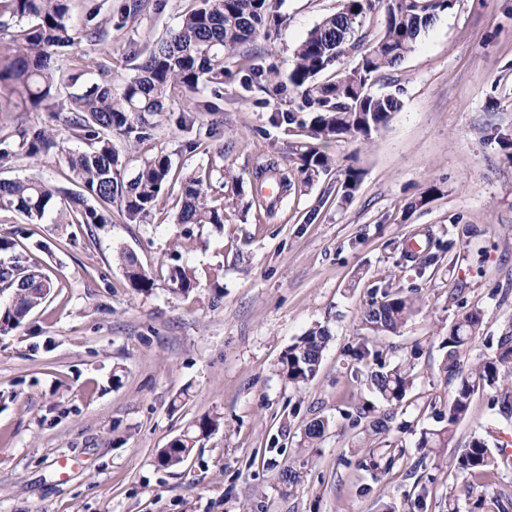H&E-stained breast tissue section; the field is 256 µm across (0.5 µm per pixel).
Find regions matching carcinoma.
I'll return each mask as SVG.
<instances>
[{
	"mask_svg": "<svg viewBox=\"0 0 512 512\" xmlns=\"http://www.w3.org/2000/svg\"><path fill=\"white\" fill-rule=\"evenodd\" d=\"M174 31L149 53L139 73L114 86L103 79L72 96L70 106L56 107L60 86L59 61L75 37L68 24L71 0H0V28L12 30L10 43L0 46V84L9 87L10 98L0 100V112H7L19 99L34 108H58L52 113L53 126L16 130L19 147L31 158L55 152L63 163L70 187L60 188L34 177L0 181V211L14 212L30 224L49 218L53 224L103 225L112 222V204H120L125 219L145 224L161 209L168 186L179 183V224H212L224 228V205L214 204L208 189L213 173L224 179V167L215 163L184 177L173 171L169 156L156 154L142 160L134 175L121 173L119 154L113 138L125 139L135 152L153 139L152 117L164 110L167 90L179 86L186 101L199 85L209 84L220 97L224 84L226 52L255 40L276 18L274 0H195ZM380 0H340L338 10L310 29L294 50L288 82L298 92L302 108L309 111V133L298 138L293 155L298 160L301 183L330 172L334 160L320 144L346 135L364 141L385 126L401 105V88L372 91L373 79L401 63L413 51L420 37L443 13L451 12L456 0H392L383 31L367 41L359 34L367 17ZM358 54L350 68L339 67L349 52ZM77 139L84 148L68 146ZM271 172L282 193L295 182L288 172L269 163L257 176ZM363 171L350 166L340 184L342 199H351ZM0 294L9 303L0 310V333L7 334L40 309L57 288L58 278L46 268L30 262L27 250L11 238H0ZM131 288L149 292L155 286L130 252L118 255ZM168 279L184 296L203 284L181 265L168 269ZM419 298L400 289L385 290L382 300L363 311L361 320L372 336L393 333L418 310ZM481 312L473 309L448 329L445 372L452 384L446 413L439 416L446 425L421 434L418 447L423 457L437 458L454 439L456 425L468 414L474 395L486 388L500 392L494 403L505 416L512 414V388L501 391L512 380V327L498 339L497 352L463 367L471 336L479 331ZM332 340L324 326L307 330L288 347L281 359L282 374L289 384L300 388L318 374L324 352ZM369 338L354 348L361 362L372 358L366 381L388 405L401 402L413 383L411 368L397 364L386 367L381 354L368 347ZM218 417H203L195 427L173 438L158 455L164 468L181 464L197 443L219 429ZM328 424L312 420L305 425L303 443L314 446ZM500 455L481 437H474L455 458V468L465 479L464 492L470 498V512H483L487 505L489 478L498 470Z\"/></svg>",
	"mask_w": 512,
	"mask_h": 512,
	"instance_id": "cac0c4a2",
	"label": "carcinoma"
}]
</instances>
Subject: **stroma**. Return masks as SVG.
<instances>
[{
    "mask_svg": "<svg viewBox=\"0 0 512 512\" xmlns=\"http://www.w3.org/2000/svg\"><path fill=\"white\" fill-rule=\"evenodd\" d=\"M72 0L80 39L66 64L75 85L99 81L97 60L114 77L134 75L153 45L176 28L195 0ZM339 0H283L281 19L255 42L231 50L221 100L210 90L193 126H182L181 88L168 91L152 141L127 158L169 155L180 175L223 154L238 176L224 188L223 230L177 224L178 192L146 224L113 210L109 224L69 230L27 224L0 213V237L20 236L33 262L60 286L26 323L0 334V512H417L415 484L431 488L427 512H444L454 467L472 437L504 449L489 481L490 512H512V417L478 392L441 457L423 458L418 441L436 428L451 387L443 369L449 327L471 309L482 326L467 361L492 356L512 326V0H458L418 39L393 72L401 107L370 141L329 142L335 165L283 196L273 217L252 204L259 166L293 167V134L282 114H307L288 83L298 43ZM97 28L99 38L88 37ZM363 169L351 201L339 185L346 168ZM56 155L18 153L0 179L35 176L59 185ZM182 237L178 258L170 246ZM439 255L420 267L410 242ZM127 251L155 279L134 291L115 257ZM216 287L173 292L172 262ZM387 288L415 290L421 309L399 333L379 338L387 364L411 365L414 382L394 407L366 383L351 351L366 331L361 314ZM333 339L317 376L288 385L281 358L315 326ZM393 411L386 438L354 424L356 408ZM205 415L218 431L180 466L157 454ZM329 428L302 447L312 419ZM403 457L385 470L383 449ZM300 472L288 485L285 468Z\"/></svg>",
    "mask_w": 512,
    "mask_h": 512,
    "instance_id": "stroma-1",
    "label": "stroma"
}]
</instances>
